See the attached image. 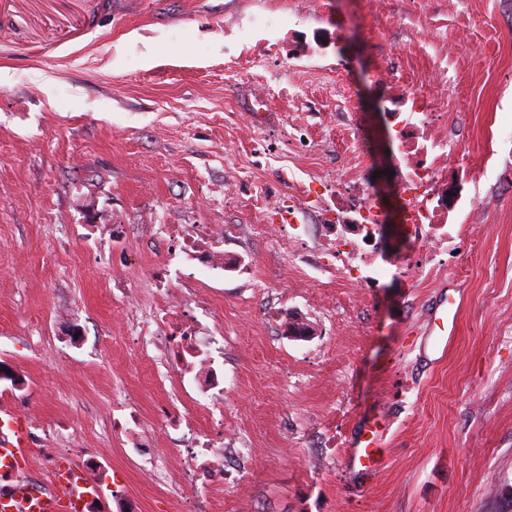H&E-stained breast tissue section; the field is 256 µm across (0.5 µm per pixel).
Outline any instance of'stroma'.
Here are the masks:
<instances>
[{
	"instance_id": "35a3bbf8",
	"label": "stroma",
	"mask_w": 512,
	"mask_h": 512,
	"mask_svg": "<svg viewBox=\"0 0 512 512\" xmlns=\"http://www.w3.org/2000/svg\"><path fill=\"white\" fill-rule=\"evenodd\" d=\"M0 0V361L25 375L50 424L84 417L56 447L111 445L105 512H182L190 486L158 487L112 435L125 386L147 420L159 393L125 338L112 291L146 303L159 237H131L112 276L75 224H252L263 186L326 197L324 177L359 174L390 213L403 167L390 98L424 92L465 145L449 177L476 198L473 231L446 269L411 281L404 224L376 231L385 257L363 290L268 238H228L251 273L210 282L223 301L224 431L246 443L224 464L232 512H502L512 503V0ZM342 30L318 44L313 34ZM287 97H279L280 87ZM264 95L269 108L256 112ZM276 159L254 167L251 114ZM308 117L307 146L291 124ZM254 187L238 192L242 181ZM460 308L440 351L428 331L445 296ZM303 319L311 341L283 333ZM81 323V349L61 338ZM45 337L42 352L25 339ZM388 416L383 466L347 454ZM325 462L308 458L314 442ZM247 479H238L239 471Z\"/></svg>"
}]
</instances>
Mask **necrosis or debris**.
<instances>
[{"label":"necrosis or debris","instance_id":"obj_1","mask_svg":"<svg viewBox=\"0 0 512 512\" xmlns=\"http://www.w3.org/2000/svg\"><path fill=\"white\" fill-rule=\"evenodd\" d=\"M390 119L397 128L398 149L408 172L401 187L411 242L425 256L407 266L409 279L419 280L427 264L451 248L450 222L467 206L469 194L462 181L444 182L446 160L457 144L440 129L427 95L407 90L392 102ZM268 200L281 205L288 232L282 243L296 252L306 237L315 236L314 266L368 286L369 271L375 270L377 243L375 227L380 211L368 186L361 181L344 184L336 192L334 217L311 227L306 215L313 207L275 190ZM266 224H144L142 234L164 237L168 254L177 268L159 267L152 286L158 301L144 320L132 327L128 339L140 360L163 366L164 377L176 388L177 401L189 406L169 407L161 416L163 436L145 428L139 411L132 408L124 390L113 393L112 431L124 436L143 470L155 484H169L173 477L193 481L196 472L212 473L197 499L186 512H210V498L224 488V324L216 302L198 295L195 271L206 268L217 275L243 273L246 261L224 250V238L268 233ZM177 297V306L167 304ZM61 448L48 449L38 469L18 470L14 460L0 455V494L13 487L25 488L30 499L46 495L44 478L54 475V465L64 456Z\"/></svg>","mask_w":512,"mask_h":512}]
</instances>
